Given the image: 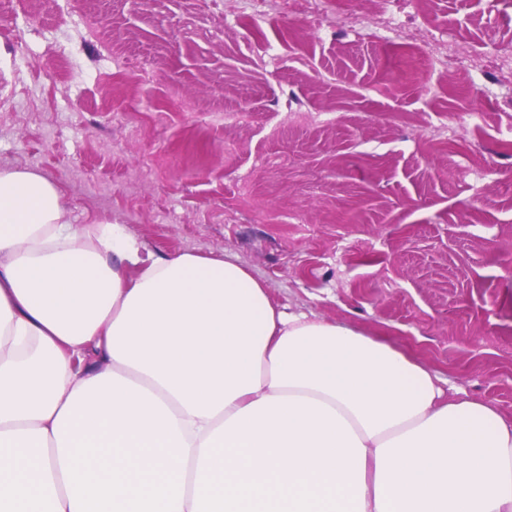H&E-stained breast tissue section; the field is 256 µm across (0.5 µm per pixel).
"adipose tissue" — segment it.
I'll return each instance as SVG.
<instances>
[{
  "label": "adipose tissue",
  "instance_id": "ef3b65f1",
  "mask_svg": "<svg viewBox=\"0 0 512 512\" xmlns=\"http://www.w3.org/2000/svg\"><path fill=\"white\" fill-rule=\"evenodd\" d=\"M0 512H512V421L0 170Z\"/></svg>",
  "mask_w": 512,
  "mask_h": 512
}]
</instances>
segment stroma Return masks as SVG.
Masks as SVG:
<instances>
[{"label": "stroma", "instance_id": "stroma-1", "mask_svg": "<svg viewBox=\"0 0 512 512\" xmlns=\"http://www.w3.org/2000/svg\"><path fill=\"white\" fill-rule=\"evenodd\" d=\"M249 12L0 0V170L53 181L72 223L233 260L511 419L512 0Z\"/></svg>", "mask_w": 512, "mask_h": 512}]
</instances>
